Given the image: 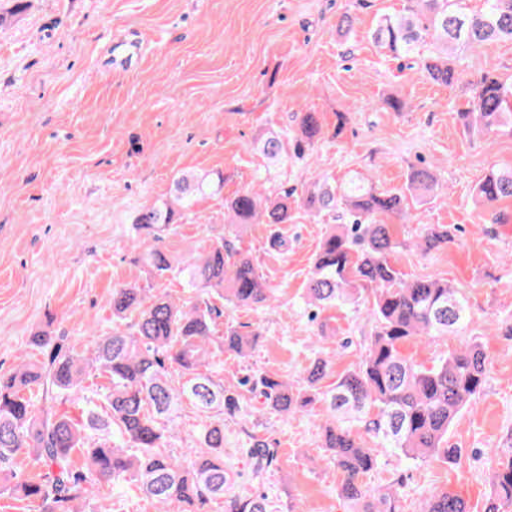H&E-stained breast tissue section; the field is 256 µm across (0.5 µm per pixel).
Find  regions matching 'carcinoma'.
Wrapping results in <instances>:
<instances>
[{
  "label": "carcinoma",
  "mask_w": 512,
  "mask_h": 512,
  "mask_svg": "<svg viewBox=\"0 0 512 512\" xmlns=\"http://www.w3.org/2000/svg\"><path fill=\"white\" fill-rule=\"evenodd\" d=\"M469 0H407L403 10L384 15L372 33L377 46L395 59H418L435 83L451 86L458 74L456 50L501 39L512 40V0H481L472 10ZM468 133L489 134L512 124V79L493 71L473 85L468 108L460 113ZM323 137L317 113L304 112L293 150L301 153ZM260 151L279 161L288 155L282 136L272 132ZM224 186V177L183 174L173 181L170 198L141 210L136 228L152 237L141 261L150 275L176 272L195 300L179 303L167 294L150 293L137 284L112 289V319L125 324L96 338L80 353L61 339L38 335L33 344L48 350L41 361L24 358L14 370L0 373V491L21 494L36 512H85L83 503L98 496L101 484H135L152 501L156 512H206L205 505L223 500L224 512H272L263 496L230 495L233 474L224 468V419L237 408V398L208 373L212 350L244 357L262 333L235 327L215 336L217 320L226 307H268L274 291L251 259L236 255L234 238L249 224H286L291 219L283 189L271 197L244 187L225 209L232 215L228 236L215 239L207 250L173 263L159 246L176 229V216L200 196ZM438 178L427 167H412L405 190H379L372 179L358 175L346 182L325 176L311 183L301 197L311 215H334L316 252L305 296L318 314L336 306L368 300L374 323L371 340L358 368L336 380L326 393L327 421L323 447L339 474V492L350 512H400L398 491L374 492L364 478L376 467L380 449L416 463H453L457 451L448 447V429L487 381V357L477 344L450 352L427 367L403 353L412 340H433L463 330L471 322L467 297L445 278L409 279L392 264L398 248L396 225L410 221L403 200L410 195L427 201L437 197ZM476 197L492 206L512 198V169H490L476 187ZM448 226L427 227L417 247L425 253L448 246ZM110 382L105 396L106 417L89 409L80 419L59 416L51 406L36 407L26 395L30 386L55 401L64 396L83 399L88 369ZM330 362L315 358L305 386L294 390L288 380L255 373L252 388L260 390L277 413L292 417L319 395ZM205 418L198 447L179 457L168 449L172 424L184 403ZM80 451L84 462L73 464ZM25 452L48 468L39 480H28L14 468ZM249 454L260 477L274 461L259 440ZM500 456L494 472L496 498L485 512L512 507V448ZM422 512H470L458 493L431 494Z\"/></svg>",
  "instance_id": "obj_1"
}]
</instances>
